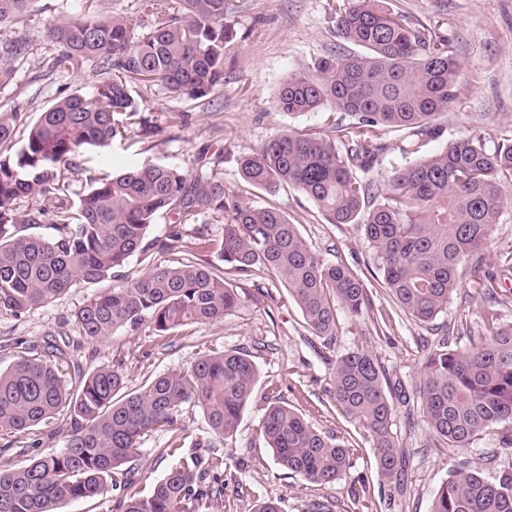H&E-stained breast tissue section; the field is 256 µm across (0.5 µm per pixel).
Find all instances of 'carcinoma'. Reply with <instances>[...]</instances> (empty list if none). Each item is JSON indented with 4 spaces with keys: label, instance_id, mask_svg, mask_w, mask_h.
<instances>
[{
    "label": "carcinoma",
    "instance_id": "cac0c4a2",
    "mask_svg": "<svg viewBox=\"0 0 512 512\" xmlns=\"http://www.w3.org/2000/svg\"><path fill=\"white\" fill-rule=\"evenodd\" d=\"M33 2L0 0V25L29 12ZM180 2L175 12L168 0H142L151 23L138 36L119 15L62 16L48 24L56 46L50 71L64 73L90 60L101 79L92 94L76 92L46 108L17 151L16 116L0 111V313L18 317L81 282L117 278L132 256L169 251L182 240L183 225L217 216L224 236L198 234L193 250L216 255L219 264L159 265L112 285L76 311L81 335L101 339L145 316L161 336L220 322L239 301L224 278L227 267L241 276L263 271L280 282L312 333L331 340L337 311L359 318L371 306L364 279L342 262L324 260L282 211L228 193L212 170L200 167L192 175L146 162L90 180L74 209L59 205L75 157L126 138L137 121L132 85L194 100L223 88L224 49L236 38L226 22L230 0ZM336 29L359 51L328 55L289 75L274 103L289 117L325 110L343 112L350 122L324 135L284 130L241 158L239 173L260 190L293 188L329 224H362L382 287L413 321L428 324L447 308L460 265L481 251L507 204L503 181H512V142L489 153L480 139H461L423 155L437 134L435 117L457 98L459 66L448 40L398 0H346L336 10ZM387 131L406 132L402 151L412 160L382 186L364 183L359 173L386 150ZM22 197L37 205L18 210L14 201ZM49 215L52 236L23 234ZM160 216L175 226L163 240L149 237ZM67 359L50 344L0 371V435L28 431L62 410L72 425L62 453L0 470V512H60L69 502L129 489L124 465L150 433L174 428L186 405L202 410L212 433L233 438L257 379L247 354L214 349L123 395L122 364L80 375L69 388L62 376ZM384 382V369L368 352L336 358L333 398L368 432L380 474L398 484L406 460ZM415 390L425 427L460 456L429 512H512V460L487 457L486 474L465 457L491 435L501 448H512V324H497L491 313L485 332L468 347L427 352ZM261 431L277 464L305 481L326 486L347 475L350 448L288 405H268ZM168 451L179 455L176 465L147 495L116 499L113 512H213L224 497V459L185 456L177 444Z\"/></svg>",
    "mask_w": 512,
    "mask_h": 512
}]
</instances>
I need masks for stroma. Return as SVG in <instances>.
<instances>
[{
  "label": "stroma",
  "instance_id": "obj_1",
  "mask_svg": "<svg viewBox=\"0 0 512 512\" xmlns=\"http://www.w3.org/2000/svg\"><path fill=\"white\" fill-rule=\"evenodd\" d=\"M84 0H35L29 15L0 26V44L16 41L23 53L8 81H0V110L18 115L27 128L46 106L74 92L92 93L98 83L94 63L79 62L67 74L46 76L54 54L46 27L64 15H83ZM228 20L238 36L224 50V87L212 97L192 100L154 92L136 85L142 117L159 126L157 135L128 136L106 148L91 147L76 157V171L67 192L68 206H77L89 178H108L121 168L147 161L173 164L187 172L216 168L226 191L254 206H273L297 224L307 242L330 262L341 261L358 271L370 289L371 306L362 318L340 315L333 343L314 335L282 284L255 273L240 284V302L224 320L183 328L180 335H157L150 320L111 336L88 340L80 335L75 313L88 299L107 289V282L80 284L52 303L21 316L0 313V369L18 357L17 341L41 350L55 338L67 345L70 373L89 374L112 361L125 362V392L148 379L189 366L210 350L235 349L249 355L258 376L252 398L232 440L214 436L199 408L184 407L172 431L147 436L129 467L133 493L143 496L176 459L171 442L193 452L207 442L224 459V502L219 512H253L257 500L271 499L280 512H428L439 487L448 478L454 459L436 447L423 426H409L420 400L413 387L424 355L441 342L459 347L458 335L478 332L488 314L512 323V205L505 206L486 245L484 260L463 262L459 284L444 313L421 325L397 308L381 287L374 251L357 224L327 223L314 203L293 189L270 195L247 184L238 160L260 150L285 129L302 134L327 133L332 123L347 122L341 112H311L295 118L279 112L273 98L279 85L315 59L345 52L336 34L338 0H232ZM412 15L437 36L447 38L459 63V98L437 120L439 134L425 151H440L448 141L479 138L486 150L512 141V0H401ZM214 237L224 223L187 224L180 248L170 253L137 254L122 273L136 278L149 266L171 264L190 257L200 264L211 255L192 254L196 233ZM496 283H489V276ZM362 349L384 369L388 384H402L407 400L396 405L394 431L407 459L403 485L384 480L367 432L344 417L332 395L337 355ZM280 401L296 410L318 431L344 440L351 448L350 469L337 484L318 486L289 474L275 461L260 430L269 403ZM70 423L55 417L30 433L0 435V469L24 466L30 460L62 452L70 438Z\"/></svg>",
  "mask_w": 512,
  "mask_h": 512
}]
</instances>
